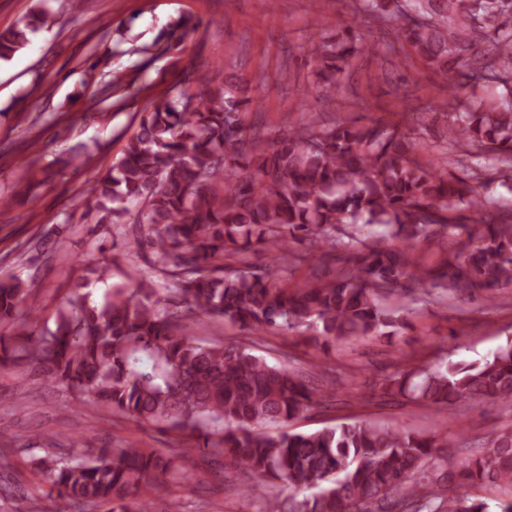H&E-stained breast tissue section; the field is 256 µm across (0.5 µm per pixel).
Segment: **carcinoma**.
<instances>
[{
	"instance_id": "cac0c4a2",
	"label": "carcinoma",
	"mask_w": 512,
	"mask_h": 512,
	"mask_svg": "<svg viewBox=\"0 0 512 512\" xmlns=\"http://www.w3.org/2000/svg\"><path fill=\"white\" fill-rule=\"evenodd\" d=\"M391 0H366L365 13H391ZM422 22L400 24L408 43L436 71L458 74L443 100L451 115L448 140L464 141L471 157L496 158L512 172V90L496 105L455 111L473 80L512 82V0H406ZM51 22L42 10L0 32V60ZM368 44L347 32L322 44L320 91ZM207 90L186 89L147 102L139 129L122 157L85 202L99 224H123L129 205L144 203L139 223L154 261L171 276L173 300L143 279L114 285L100 305L73 291L55 312V329L37 330L38 309L23 283L0 280V366L41 367L54 385L90 396L116 415L161 429L188 431L226 479L248 480L246 495L264 494L259 512H488L486 493H498L500 512H512V428L493 432L481 450L448 470L457 453L441 433L420 434L369 421L338 423L300 433L290 422L321 402L292 368L273 364L239 343L186 336L188 315L218 316L256 334L273 328L316 329L326 346L410 326L413 304L460 300L474 290L512 287V224L477 193L472 181L437 172L421 160L416 138L397 123L357 120L317 133H279L264 146L247 138L245 116L259 110L238 81L218 76ZM124 89L114 72L96 82L99 105ZM379 224L369 242L341 227ZM458 248L432 265L417 244L441 235ZM308 241L344 262L329 280L288 287L289 266L306 259L294 245ZM256 243L280 251L275 266L230 271L224 257ZM384 394L431 406L457 400L512 402V344L482 362L446 359L413 364L382 381ZM273 427L274 433L262 431ZM49 483L48 496L74 512L109 503L111 512H155L149 491L161 477L187 479L176 458L145 448L99 449L68 459L48 451L33 462ZM310 491L283 504L281 483Z\"/></svg>"
}]
</instances>
